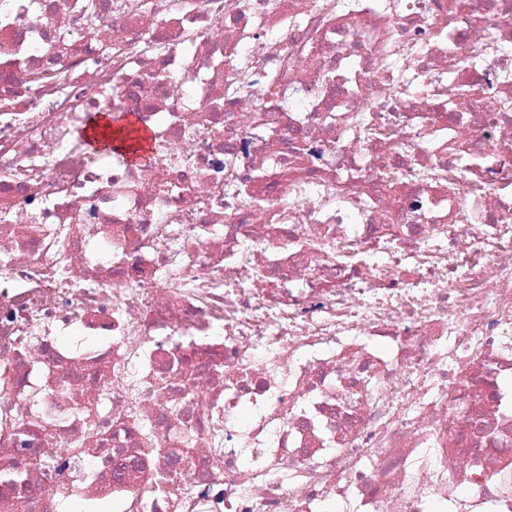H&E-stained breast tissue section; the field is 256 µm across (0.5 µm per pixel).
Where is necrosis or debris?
<instances>
[{"label":"necrosis or debris","mask_w":512,"mask_h":512,"mask_svg":"<svg viewBox=\"0 0 512 512\" xmlns=\"http://www.w3.org/2000/svg\"><path fill=\"white\" fill-rule=\"evenodd\" d=\"M511 379L512 0H0V512H512ZM108 112L102 111L101 113H95V117L89 119L83 128V136L86 142L93 146L94 142L97 143L99 140L104 139L112 144H118L116 149H131L127 144V139L136 141V143H132V147L138 144L139 142L135 137H129L132 131L126 133V139L122 127H112V114Z\"/></svg>","instance_id":"necrosis-or-debris-1"}]
</instances>
